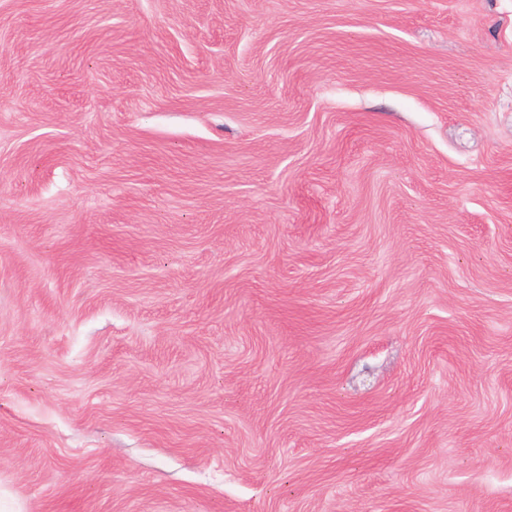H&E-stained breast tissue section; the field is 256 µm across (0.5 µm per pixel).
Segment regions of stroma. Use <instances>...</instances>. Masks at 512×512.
Instances as JSON below:
<instances>
[{
    "label": "stroma",
    "instance_id": "35a3bbf8",
    "mask_svg": "<svg viewBox=\"0 0 512 512\" xmlns=\"http://www.w3.org/2000/svg\"><path fill=\"white\" fill-rule=\"evenodd\" d=\"M0 512H512V0H0Z\"/></svg>",
    "mask_w": 512,
    "mask_h": 512
}]
</instances>
